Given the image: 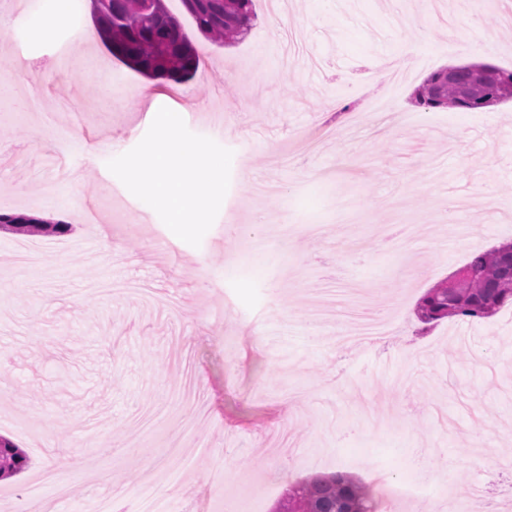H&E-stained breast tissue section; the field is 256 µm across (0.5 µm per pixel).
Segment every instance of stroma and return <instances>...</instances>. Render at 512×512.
Here are the masks:
<instances>
[{"label": "stroma", "instance_id": "1", "mask_svg": "<svg viewBox=\"0 0 512 512\" xmlns=\"http://www.w3.org/2000/svg\"><path fill=\"white\" fill-rule=\"evenodd\" d=\"M430 0H281V35L257 22L230 46L208 44L193 77L148 78L102 42L48 56L62 36L92 27L87 0L54 15L31 0H0L12 27L0 58L47 61L41 112L23 107L25 73L0 81V213L71 224L53 236L0 233V436L31 466L0 479V512H18L44 472L42 512H133L139 487L177 444L189 466L171 494L179 512H221L241 485L294 456L292 481L343 473L373 497L374 470L405 475L416 449L449 494L499 473L512 512V307L476 321L421 323L424 292L473 253L512 241V100L480 110L413 101L434 70L466 64L429 11ZM460 41L489 42L480 62L512 70V0H441ZM413 42L425 58L409 68ZM390 60L371 89L363 64ZM152 87L161 109L136 92ZM254 99L239 117L232 105ZM342 98L347 112H330ZM389 99L384 127L369 107ZM222 154L220 199L202 223H170L123 171L168 134ZM47 121L52 141L33 139ZM81 127L82 140L71 136ZM354 159L352 170L336 156ZM318 224L314 239L305 225ZM406 224L401 250L380 235ZM122 240L102 258L87 240ZM411 268L400 278L401 268ZM356 281L370 302L397 311L394 336L336 352L307 337L312 299ZM193 368L205 419L173 411L154 430L130 417L166 403ZM68 447H60V435ZM82 455L84 470L70 467ZM226 459L215 476L217 459ZM109 470L112 481L93 474Z\"/></svg>", "mask_w": 512, "mask_h": 512}]
</instances>
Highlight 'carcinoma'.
Returning a JSON list of instances; mask_svg holds the SVG:
<instances>
[{
  "mask_svg": "<svg viewBox=\"0 0 512 512\" xmlns=\"http://www.w3.org/2000/svg\"><path fill=\"white\" fill-rule=\"evenodd\" d=\"M196 28L214 42L230 43L244 37L257 19L254 0H182ZM99 36L118 61L147 77L183 80L196 70L199 60L193 43L170 15L165 0H155L151 11L143 0H99L91 13ZM490 76L477 64L456 67L453 79L447 69L430 73L415 90L416 104L426 108L459 107L460 97L472 93L482 99L504 97L512 83V71L498 69ZM22 214H0V230L12 233L61 234L69 225ZM453 287L442 282L428 289L416 307L423 324L448 318H488L512 305V243L473 255L460 269ZM29 464L26 452L0 436V478L23 471ZM377 505L365 487L342 473L321 475L289 486L273 512H376Z\"/></svg>",
  "mask_w": 512,
  "mask_h": 512,
  "instance_id": "obj_1",
  "label": "carcinoma"
}]
</instances>
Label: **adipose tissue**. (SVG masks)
Instances as JSON below:
<instances>
[{
  "label": "adipose tissue",
  "instance_id": "obj_1",
  "mask_svg": "<svg viewBox=\"0 0 512 512\" xmlns=\"http://www.w3.org/2000/svg\"><path fill=\"white\" fill-rule=\"evenodd\" d=\"M125 175L164 208L173 223L180 224L213 205L216 189L224 182V158L200 147L183 146L173 132L147 156L131 159Z\"/></svg>",
  "mask_w": 512,
  "mask_h": 512
}]
</instances>
